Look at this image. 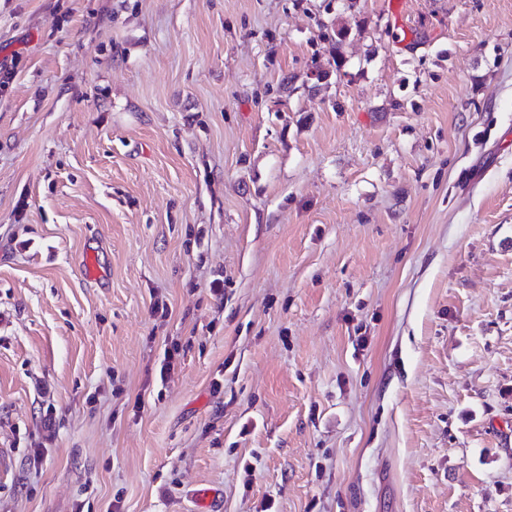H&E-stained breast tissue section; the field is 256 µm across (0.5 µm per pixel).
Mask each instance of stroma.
<instances>
[{
  "label": "stroma",
  "mask_w": 512,
  "mask_h": 512,
  "mask_svg": "<svg viewBox=\"0 0 512 512\" xmlns=\"http://www.w3.org/2000/svg\"><path fill=\"white\" fill-rule=\"evenodd\" d=\"M206 488L512 512V0H0V512Z\"/></svg>",
  "instance_id": "obj_1"
}]
</instances>
